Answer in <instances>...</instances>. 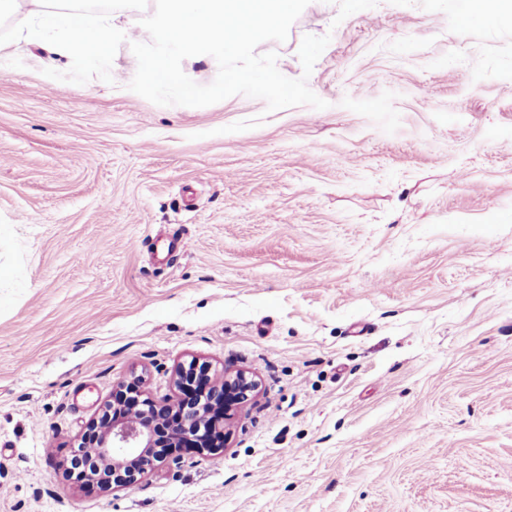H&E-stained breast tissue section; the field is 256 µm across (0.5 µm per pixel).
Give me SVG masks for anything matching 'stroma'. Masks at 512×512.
<instances>
[{"instance_id":"stroma-1","label":"stroma","mask_w":512,"mask_h":512,"mask_svg":"<svg viewBox=\"0 0 512 512\" xmlns=\"http://www.w3.org/2000/svg\"><path fill=\"white\" fill-rule=\"evenodd\" d=\"M469 12L311 0L256 51L322 110L0 45V512H512V21ZM192 360L261 383L224 444L68 477L123 382Z\"/></svg>"}]
</instances>
